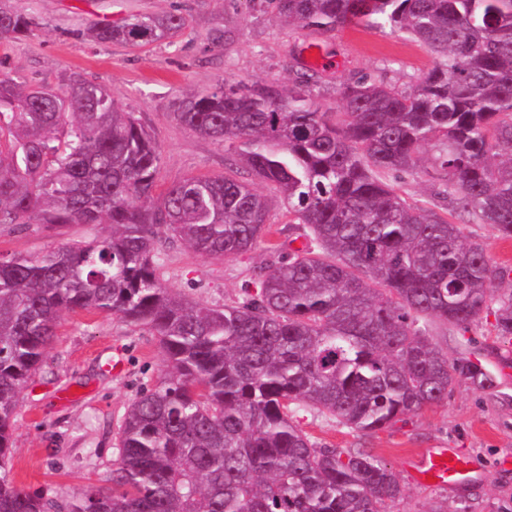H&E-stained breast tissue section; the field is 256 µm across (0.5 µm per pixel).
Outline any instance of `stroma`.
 Masks as SVG:
<instances>
[{
    "label": "stroma",
    "instance_id": "1",
    "mask_svg": "<svg viewBox=\"0 0 512 512\" xmlns=\"http://www.w3.org/2000/svg\"><path fill=\"white\" fill-rule=\"evenodd\" d=\"M16 5L35 24L26 37L0 40V75L60 89L76 73L107 86L154 133L161 147L157 184L162 189L189 176L251 178L244 166L229 163L223 142L175 121L174 104L184 94L211 90L220 81H292L295 52L314 45L326 58L315 67L324 79L316 100L332 111L338 85L351 77L367 74L405 88L435 64L425 48L390 30L350 24L326 34L282 22L247 0H16ZM168 12L188 19L169 41L132 49L85 35L108 18L117 23L135 14ZM286 223L283 205L273 202L271 234L226 259L167 240L159 248L156 273L164 286L191 301L231 303L276 253H288ZM109 230L106 224L53 230L0 225V256L36 255ZM465 233L492 264L512 268V239L487 224L466 223ZM494 324L490 310L465 331L437 318L424 323L432 343L451 359L477 364L491 386L477 388L458 378L446 399L376 433L356 432L310 411L301 413V428L319 447L360 449L391 466L404 494L390 503V512H512V346L497 336ZM116 354L126 360L117 377L105 369ZM163 371L158 339L147 328L96 311L62 314L42 367L19 396L10 450L14 482L58 501L82 487L107 484L119 457L125 410ZM62 390L74 391V398L58 402L55 395ZM431 448L464 456L466 479L441 488L414 483L409 470Z\"/></svg>",
    "mask_w": 512,
    "mask_h": 512
}]
</instances>
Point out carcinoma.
Here are the masks:
<instances>
[{"label": "carcinoma", "instance_id": "carcinoma-1", "mask_svg": "<svg viewBox=\"0 0 512 512\" xmlns=\"http://www.w3.org/2000/svg\"><path fill=\"white\" fill-rule=\"evenodd\" d=\"M280 20L333 32H403L437 65L407 90L360 76L314 100L292 85L194 94L174 119L224 142L283 199L302 246L232 304L185 301L156 276L171 237L229 258L268 231L269 201L233 177H191L157 197L160 146L106 87L79 74L52 98L0 78V224H109L112 233L0 259V512H385L397 474L361 451L319 448L305 408L375 433L447 398L456 378L491 384L433 345L417 322L466 330L496 299L500 272L461 224L407 202L380 177L414 176L430 159L450 210L512 238V0H263ZM182 14L133 15L88 36L133 48L168 41ZM30 15L0 0V38L27 36ZM494 328L512 337V291ZM96 310L149 328L161 381L128 406L112 485L58 503L10 477L23 385L64 312Z\"/></svg>", "mask_w": 512, "mask_h": 512}]
</instances>
